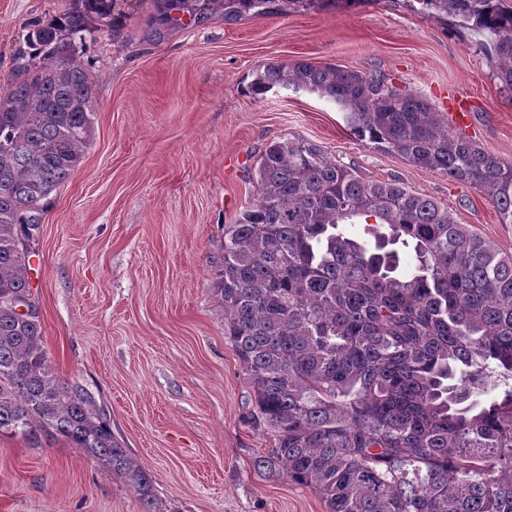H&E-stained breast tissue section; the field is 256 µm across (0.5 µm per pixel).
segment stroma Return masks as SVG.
<instances>
[{
  "label": "stroma",
  "instance_id": "stroma-1",
  "mask_svg": "<svg viewBox=\"0 0 512 512\" xmlns=\"http://www.w3.org/2000/svg\"><path fill=\"white\" fill-rule=\"evenodd\" d=\"M72 0H0V94L32 23ZM87 53L96 83L93 142L49 197L30 284L58 377L83 383L113 434L150 475L155 512H326L314 489L253 469L272 445L251 419L254 392L224 338L212 295L224 227L252 201L248 178L271 141L294 134L363 176L435 198L512 254V225L447 174L360 142L330 103L280 90L249 94L265 62H330L373 71L422 96L466 135L512 161V89L477 36L420 0H345L228 21L114 0ZM0 512H145L120 479L58 434L32 447L0 436Z\"/></svg>",
  "mask_w": 512,
  "mask_h": 512
}]
</instances>
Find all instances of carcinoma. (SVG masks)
I'll return each mask as SVG.
<instances>
[{"label": "carcinoma", "mask_w": 512, "mask_h": 512, "mask_svg": "<svg viewBox=\"0 0 512 512\" xmlns=\"http://www.w3.org/2000/svg\"><path fill=\"white\" fill-rule=\"evenodd\" d=\"M112 2L73 0L30 29L0 96V434L34 446L59 434L150 506L151 480L104 408L54 374L41 316L15 310L35 298L27 230L93 138L85 42L100 32L90 14ZM318 2L158 0L157 11L220 7L237 20ZM422 4L484 37L512 89V5ZM249 89L335 105L358 140L478 190L512 225V162L391 78L286 60L258 66ZM252 179L253 201L224 225L212 291L254 391V423L272 440L254 470L314 489L327 512H512V255L436 199L367 179L300 136L269 143ZM357 224L363 233L350 231Z\"/></svg>", "instance_id": "carcinoma-1"}]
</instances>
